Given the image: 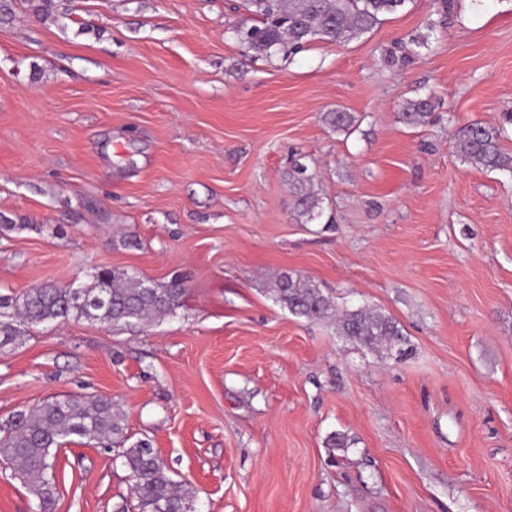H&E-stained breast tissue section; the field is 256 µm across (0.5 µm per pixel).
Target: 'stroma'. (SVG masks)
<instances>
[{
	"mask_svg": "<svg viewBox=\"0 0 512 512\" xmlns=\"http://www.w3.org/2000/svg\"><path fill=\"white\" fill-rule=\"evenodd\" d=\"M28 4L0 23V293L96 268L187 293L133 330L30 329L0 352V426L51 396H110L196 512H512V175L456 150L512 112V0H457L433 32L438 0H407L289 58L240 45L243 0ZM425 98L426 123L406 124ZM338 108L350 131L326 124ZM299 157L333 223L300 215ZM284 273L336 311L393 317L412 356L291 314ZM53 476L55 512L133 498L115 446L72 439ZM425 46H427L425 37H414L407 41L403 38L398 39L394 42L392 49L389 51L387 62L395 65L397 64L399 66H405L418 56V50H416V48Z\"/></svg>",
	"mask_w": 512,
	"mask_h": 512,
	"instance_id": "1",
	"label": "stroma"
}]
</instances>
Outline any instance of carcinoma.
<instances>
[{"instance_id": "1", "label": "carcinoma", "mask_w": 512, "mask_h": 512, "mask_svg": "<svg viewBox=\"0 0 512 512\" xmlns=\"http://www.w3.org/2000/svg\"><path fill=\"white\" fill-rule=\"evenodd\" d=\"M407 0H248L258 23L237 29L240 42L259 54L280 52L292 56L312 40L341 43L373 30L382 17L396 12ZM427 46L420 37L394 42L390 63L404 66ZM431 104L419 99L409 104L404 117L422 124ZM329 125L347 132L355 116L344 110L326 114ZM512 113L504 123L486 126L471 123L456 147L462 160L488 170L512 174V153L504 151ZM314 175L297 162L289 172L300 213L315 220L322 215L321 199L313 189ZM278 301L296 316L311 321L332 314L330 298L317 286L299 276L284 274L274 288ZM187 289L178 280L166 285L135 279L104 268L77 282V296L69 295L65 283H44L19 296L0 294V350L17 342L25 329L43 323L71 320L95 321L107 327L144 326L176 313ZM340 330L364 346L385 343L399 349L398 358L410 355L407 337L395 319L368 307L347 309L338 319ZM71 436L87 443L108 441L123 448V465L133 478L132 492L139 512H194L195 490L177 482L165 461L146 440L129 443L124 412L106 395L48 398L13 415L0 429V458L8 461L15 474L36 499L37 512H54L55 482L53 459L58 448Z\"/></svg>"}]
</instances>
